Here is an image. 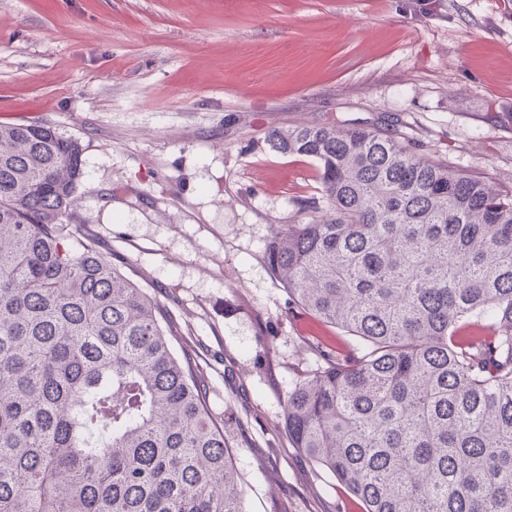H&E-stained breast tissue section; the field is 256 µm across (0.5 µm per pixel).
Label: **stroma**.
<instances>
[{
    "label": "stroma",
    "mask_w": 512,
    "mask_h": 512,
    "mask_svg": "<svg viewBox=\"0 0 512 512\" xmlns=\"http://www.w3.org/2000/svg\"><path fill=\"white\" fill-rule=\"evenodd\" d=\"M0 122L81 141L76 214L187 344L247 512H360L284 428L339 333L265 263L322 203L265 136L373 127L511 193L512 0H0Z\"/></svg>",
    "instance_id": "obj_1"
}]
</instances>
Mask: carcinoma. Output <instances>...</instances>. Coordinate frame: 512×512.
Masks as SVG:
<instances>
[{
	"mask_svg": "<svg viewBox=\"0 0 512 512\" xmlns=\"http://www.w3.org/2000/svg\"><path fill=\"white\" fill-rule=\"evenodd\" d=\"M267 144L317 162L326 203L276 230L268 269L359 341L289 393L293 446L363 512H512V194L368 127ZM82 155L0 123V512H245L158 303L69 229Z\"/></svg>",
	"mask_w": 512,
	"mask_h": 512,
	"instance_id": "carcinoma-1",
	"label": "carcinoma"
}]
</instances>
